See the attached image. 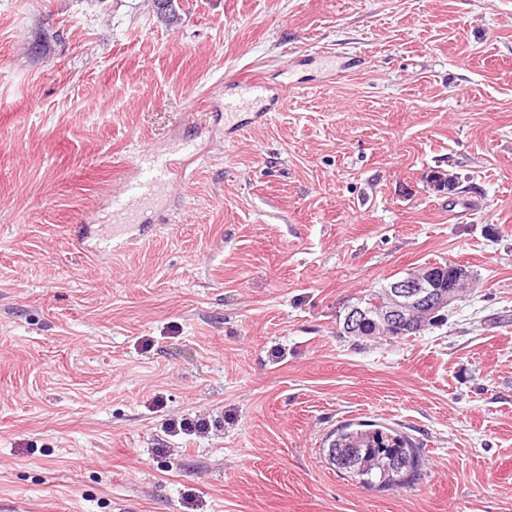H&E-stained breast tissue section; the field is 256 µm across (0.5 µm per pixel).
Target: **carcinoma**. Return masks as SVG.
Segmentation results:
<instances>
[{
    "label": "carcinoma",
    "instance_id": "obj_1",
    "mask_svg": "<svg viewBox=\"0 0 512 512\" xmlns=\"http://www.w3.org/2000/svg\"><path fill=\"white\" fill-rule=\"evenodd\" d=\"M325 455L334 467L360 483L380 489L401 488L419 467V449L398 431L342 427L328 438Z\"/></svg>",
    "mask_w": 512,
    "mask_h": 512
}]
</instances>
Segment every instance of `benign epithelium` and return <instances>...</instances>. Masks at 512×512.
<instances>
[{
    "mask_svg": "<svg viewBox=\"0 0 512 512\" xmlns=\"http://www.w3.org/2000/svg\"><path fill=\"white\" fill-rule=\"evenodd\" d=\"M448 269L450 278L446 287L438 284L432 264L408 272L390 285L385 301L369 309L352 307L344 317V330L351 335L365 321H373L394 334L408 324L416 329L427 328L431 316L454 304L458 298L457 288L470 280V272L464 266L452 263Z\"/></svg>",
    "mask_w": 512,
    "mask_h": 512,
    "instance_id": "7a95c632",
    "label": "benign epithelium"
}]
</instances>
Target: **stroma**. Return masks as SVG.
<instances>
[{
    "label": "stroma",
    "instance_id": "obj_1",
    "mask_svg": "<svg viewBox=\"0 0 512 512\" xmlns=\"http://www.w3.org/2000/svg\"><path fill=\"white\" fill-rule=\"evenodd\" d=\"M179 3L0 0V512H512V0ZM254 73L287 105L225 125ZM444 262L475 276L447 324L342 334ZM345 424L417 476L336 470ZM153 164L156 174L149 179H139L131 184L126 200L112 212V234L118 243H127L138 230L137 214L160 198L171 184L172 176L179 168V160L174 157L158 160V156L144 153L129 164V168L140 172L144 165ZM350 428L337 429L323 448L334 467L358 478L364 486L380 489L404 487L415 475L420 452L406 436L395 430Z\"/></svg>",
    "mask_w": 512,
    "mask_h": 512
}]
</instances>
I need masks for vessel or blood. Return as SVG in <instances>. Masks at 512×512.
Returning <instances> with one entry per match:
<instances>
[{
  "label": "vessel or blood",
  "mask_w": 512,
  "mask_h": 512,
  "mask_svg": "<svg viewBox=\"0 0 512 512\" xmlns=\"http://www.w3.org/2000/svg\"><path fill=\"white\" fill-rule=\"evenodd\" d=\"M288 98L286 90L269 92L268 88L257 80L238 83L235 93L224 100L226 114L252 108L257 117H264L263 102L270 101L278 105L285 104ZM154 165L156 173L148 179H140L131 184L126 200L112 212V234L118 243H127L138 229L136 224L138 212L152 205L167 190L170 181L178 171L179 161L169 157L163 160L149 154H142L133 160L130 167L141 171L144 165Z\"/></svg>",
  "instance_id": "1"
}]
</instances>
